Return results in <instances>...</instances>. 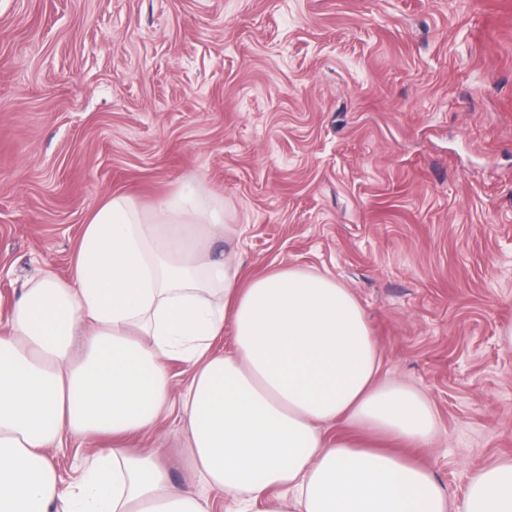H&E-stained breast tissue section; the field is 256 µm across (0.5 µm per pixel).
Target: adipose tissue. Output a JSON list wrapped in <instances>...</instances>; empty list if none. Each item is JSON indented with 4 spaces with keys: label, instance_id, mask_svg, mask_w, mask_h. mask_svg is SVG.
Instances as JSON below:
<instances>
[{
    "label": "adipose tissue",
    "instance_id": "1",
    "mask_svg": "<svg viewBox=\"0 0 512 512\" xmlns=\"http://www.w3.org/2000/svg\"><path fill=\"white\" fill-rule=\"evenodd\" d=\"M222 209L184 189L144 212L114 194L88 213L72 275L45 271L0 335V512H206L129 438L179 407L191 460L266 512H512V457L474 471L461 507L430 469L387 449L437 434L426 397L379 380L361 305L335 278L282 266L242 282L203 240ZM232 328V348L212 343ZM193 369L174 391L169 361ZM345 427L328 438L323 426ZM111 438L61 486L47 451Z\"/></svg>",
    "mask_w": 512,
    "mask_h": 512
}]
</instances>
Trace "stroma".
Segmentation results:
<instances>
[{
    "instance_id": "obj_1",
    "label": "stroma",
    "mask_w": 512,
    "mask_h": 512,
    "mask_svg": "<svg viewBox=\"0 0 512 512\" xmlns=\"http://www.w3.org/2000/svg\"><path fill=\"white\" fill-rule=\"evenodd\" d=\"M191 187L244 279L289 265L361 304L380 378L439 434L455 499L512 456V0H0V320L68 278L88 211ZM209 512L178 414L137 437ZM105 442L65 435L64 481Z\"/></svg>"
}]
</instances>
